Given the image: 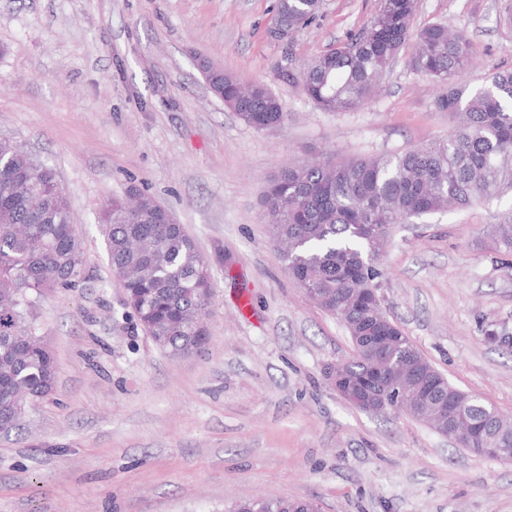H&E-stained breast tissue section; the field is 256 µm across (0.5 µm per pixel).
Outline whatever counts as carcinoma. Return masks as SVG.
<instances>
[{"label": "carcinoma", "instance_id": "obj_1", "mask_svg": "<svg viewBox=\"0 0 512 512\" xmlns=\"http://www.w3.org/2000/svg\"><path fill=\"white\" fill-rule=\"evenodd\" d=\"M385 34L377 19L345 44L312 58L282 78L327 112H347L378 89L397 55L412 44L413 69L441 89L435 106L459 117L448 136L398 153L333 161L311 157L290 163L267 182L262 217L281 245L280 258L296 285L319 299L325 311L366 333L375 311H353L354 290L377 287V255L386 231L438 211L465 209L512 192V69H494L487 84L467 96L458 79L472 66L467 36L435 22L411 31L416 0H383ZM279 17L308 24L315 0H278ZM223 100L255 128L286 119L279 98L264 82L243 86L222 73ZM112 274L125 288L126 307L156 345L183 355L209 341L210 264L171 214L135 186L115 197L99 216ZM495 249L512 254V219L496 228ZM80 246L68 199L52 168L21 147L0 141V423L18 425L20 405L50 395L56 361L37 333L28 294L75 285ZM392 360H411L408 373L385 378L389 395L431 385L434 369L415 346L395 348ZM448 400L484 429L489 448H512V417L489 423L478 397L448 386ZM287 498L240 501L224 512H294Z\"/></svg>", "mask_w": 512, "mask_h": 512}]
</instances>
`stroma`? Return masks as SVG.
Returning <instances> with one entry per match:
<instances>
[{"label":"stroma","instance_id":"1","mask_svg":"<svg viewBox=\"0 0 512 512\" xmlns=\"http://www.w3.org/2000/svg\"><path fill=\"white\" fill-rule=\"evenodd\" d=\"M277 0H0V139L52 167L81 276L33 296L56 386L0 434V512H224L257 496L320 512H512V464L336 393L344 323L289 278L260 217L267 181L312 151L336 159L447 136L437 86L403 49L376 95L326 112L278 79L346 42L381 0H323L289 43ZM512 0H417L413 29L470 38L462 85L512 69ZM269 84L288 118L257 129L208 88L197 56ZM137 186L211 258V339L175 356L125 306L96 218ZM512 196L397 225L378 267L387 315L457 389L512 415V255L494 248Z\"/></svg>","mask_w":512,"mask_h":512}]
</instances>
